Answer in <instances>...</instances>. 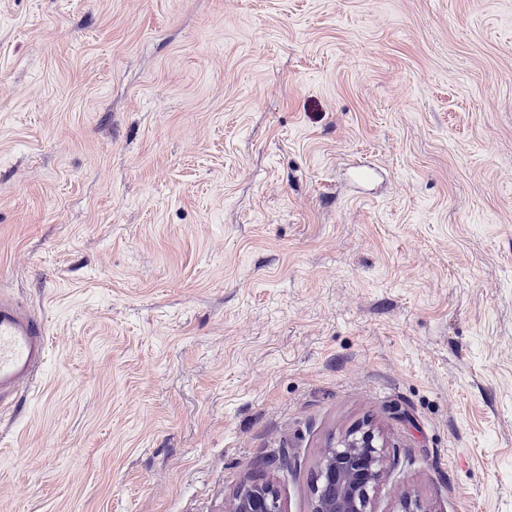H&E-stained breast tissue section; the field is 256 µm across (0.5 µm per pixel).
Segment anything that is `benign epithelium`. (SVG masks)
<instances>
[{
  "label": "benign epithelium",
  "mask_w": 512,
  "mask_h": 512,
  "mask_svg": "<svg viewBox=\"0 0 512 512\" xmlns=\"http://www.w3.org/2000/svg\"><path fill=\"white\" fill-rule=\"evenodd\" d=\"M384 465L381 446L369 430L353 432L330 448L320 462L312 512H368L371 492ZM227 512H284L277 487L269 482L242 488Z\"/></svg>",
  "instance_id": "benign-epithelium-1"
}]
</instances>
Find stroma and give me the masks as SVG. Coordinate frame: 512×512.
<instances>
[{
	"label": "stroma",
	"mask_w": 512,
	"mask_h": 512,
	"mask_svg": "<svg viewBox=\"0 0 512 512\" xmlns=\"http://www.w3.org/2000/svg\"><path fill=\"white\" fill-rule=\"evenodd\" d=\"M1 292L0 512H512V0H0ZM48 349L42 319L0 295V397L33 383L45 364ZM353 431L341 442L342 448H329L322 458L312 512L370 511L384 455L373 432ZM227 512H284L277 487L269 482L253 483L242 488Z\"/></svg>",
	"instance_id": "35a3bbf8"
}]
</instances>
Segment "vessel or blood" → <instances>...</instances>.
I'll list each match as a JSON object with an SVG mask.
<instances>
[{
	"mask_svg": "<svg viewBox=\"0 0 512 512\" xmlns=\"http://www.w3.org/2000/svg\"><path fill=\"white\" fill-rule=\"evenodd\" d=\"M48 349L42 319L0 296V397L33 383L45 364Z\"/></svg>",
	"mask_w": 512,
	"mask_h": 512,
	"instance_id": "vessel-or-blood-1",
	"label": "vessel or blood"
}]
</instances>
